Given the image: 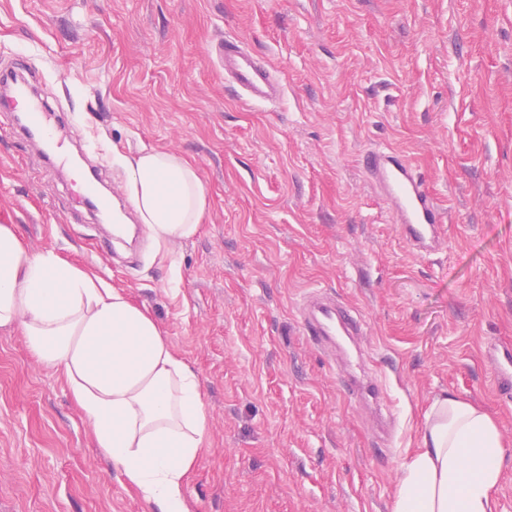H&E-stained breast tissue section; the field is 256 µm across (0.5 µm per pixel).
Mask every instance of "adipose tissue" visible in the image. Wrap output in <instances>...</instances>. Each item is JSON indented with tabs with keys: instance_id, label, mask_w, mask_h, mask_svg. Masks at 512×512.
Wrapping results in <instances>:
<instances>
[{
	"instance_id": "ef3b65f1",
	"label": "adipose tissue",
	"mask_w": 512,
	"mask_h": 512,
	"mask_svg": "<svg viewBox=\"0 0 512 512\" xmlns=\"http://www.w3.org/2000/svg\"><path fill=\"white\" fill-rule=\"evenodd\" d=\"M128 198L157 246L194 238L208 206L196 167L146 150L121 158ZM0 328L60 370L97 448L156 508L189 512L184 485L208 448L196 374L151 312L53 251L30 252L0 224ZM504 444L495 419L451 395L425 414L422 446L401 465L393 512H495Z\"/></svg>"
}]
</instances>
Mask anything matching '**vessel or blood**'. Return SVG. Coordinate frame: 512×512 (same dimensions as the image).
I'll return each mask as SVG.
<instances>
[{
  "label": "vessel or blood",
  "instance_id": "obj_1",
  "mask_svg": "<svg viewBox=\"0 0 512 512\" xmlns=\"http://www.w3.org/2000/svg\"><path fill=\"white\" fill-rule=\"evenodd\" d=\"M224 62V78L241 94L246 103H263L279 99L284 86L274 76L273 68L253 55L245 43L228 36L218 44ZM364 175L386 202L403 240L414 251L433 253L443 235V214L425 180L403 154L380 147L364 152L361 158ZM299 322L309 340L317 348L330 351L344 338L363 336L359 317L337 302L335 296L316 292L306 297L299 309ZM485 357L497 373L500 395H512V353L487 344ZM350 367L344 385L353 398L375 404L380 416H387V388L368 375L356 373L359 355L347 358Z\"/></svg>",
  "mask_w": 512,
  "mask_h": 512
}]
</instances>
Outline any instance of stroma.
I'll return each instance as SVG.
<instances>
[{"label":"stroma","instance_id":"stroma-1","mask_svg":"<svg viewBox=\"0 0 512 512\" xmlns=\"http://www.w3.org/2000/svg\"><path fill=\"white\" fill-rule=\"evenodd\" d=\"M227 34L274 64L278 102L245 104L225 82L212 45ZM18 64L120 201L114 157L144 149L188 159L206 186L198 236L164 249L140 235L130 265L100 249L107 224L41 144L13 117L0 128V216L30 251L146 306L199 379L210 445L190 512H391L443 394L498 422L497 509L512 512V401L483 356L512 346V0H0V70ZM377 146L449 209L437 253H412L369 186L359 157ZM314 290L366 322L388 443L339 356L302 334ZM0 512H149L62 374L2 329Z\"/></svg>","mask_w":512,"mask_h":512}]
</instances>
